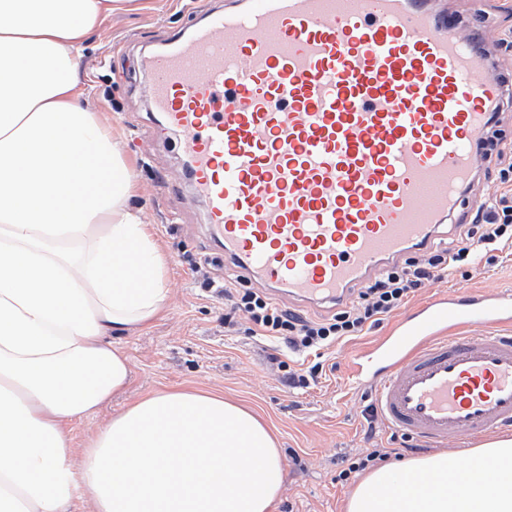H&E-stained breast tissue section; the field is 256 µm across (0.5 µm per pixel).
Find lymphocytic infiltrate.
I'll return each instance as SVG.
<instances>
[{"mask_svg":"<svg viewBox=\"0 0 512 512\" xmlns=\"http://www.w3.org/2000/svg\"><path fill=\"white\" fill-rule=\"evenodd\" d=\"M512 240V188L496 187L479 206L472 223L463 225L458 247L425 252L389 268L358 292L356 300L332 317L312 321L277 306L266 295L250 289L225 287V321L243 315L251 335L273 338L293 352L319 354L337 341L378 322L424 287L434 273H455L477 267L505 241Z\"/></svg>","mask_w":512,"mask_h":512,"instance_id":"1","label":"lymphocytic infiltrate"}]
</instances>
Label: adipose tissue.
<instances>
[{
    "mask_svg": "<svg viewBox=\"0 0 512 512\" xmlns=\"http://www.w3.org/2000/svg\"><path fill=\"white\" fill-rule=\"evenodd\" d=\"M119 2L0 0V512H272L276 438L219 394L142 397L72 464L65 423L129 383L113 333L149 324L167 295L131 171L76 91L84 42ZM472 456L492 464L481 490H449L432 454L364 477L346 512H512V439ZM400 470L421 489L391 493Z\"/></svg>",
    "mask_w": 512,
    "mask_h": 512,
    "instance_id": "1",
    "label": "adipose tissue"
}]
</instances>
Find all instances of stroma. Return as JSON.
<instances>
[{"label": "stroma", "mask_w": 512, "mask_h": 512, "mask_svg": "<svg viewBox=\"0 0 512 512\" xmlns=\"http://www.w3.org/2000/svg\"><path fill=\"white\" fill-rule=\"evenodd\" d=\"M463 14H475L499 37L497 64L512 70V0H458ZM190 20L188 0H131L106 15L90 34L80 62L84 101L118 136L143 210L147 230L168 257V294L162 313L149 325L117 337L130 361V382L99 411L72 424L73 448H85L98 430L138 397L173 388L224 395L255 411L276 430L284 485L275 512H345L359 477L339 480L349 464L373 450L388 463L419 457L411 441L387 432L365 413L368 393L356 391L345 369L349 354L381 336L392 316L365 325L357 336L326 350L315 385L295 387L282 379L279 362L292 370L301 358L276 342L249 336L245 318L224 327V299L205 279L235 281L204 222L202 205L189 197L176 149L177 136L152 109L150 83L142 59L165 46L169 35ZM185 195L180 212L167 198ZM478 290L512 293V243L481 263L435 279L411 296L420 303L443 292Z\"/></svg>", "instance_id": "35a3bbf8"}]
</instances>
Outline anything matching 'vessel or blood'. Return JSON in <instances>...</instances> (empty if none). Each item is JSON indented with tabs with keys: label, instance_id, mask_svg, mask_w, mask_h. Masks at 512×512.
<instances>
[{
	"label": "vessel or blood",
	"instance_id": "b4317fda",
	"mask_svg": "<svg viewBox=\"0 0 512 512\" xmlns=\"http://www.w3.org/2000/svg\"><path fill=\"white\" fill-rule=\"evenodd\" d=\"M495 35L439 0H226L148 61L224 264L283 302L339 306L440 238L494 112L512 107ZM348 372L382 423L466 450L512 428V297L402 312ZM448 459V487L480 484Z\"/></svg>",
	"mask_w": 512,
	"mask_h": 512
}]
</instances>
